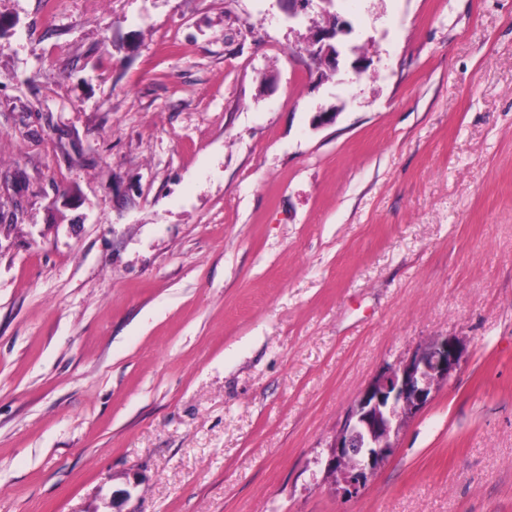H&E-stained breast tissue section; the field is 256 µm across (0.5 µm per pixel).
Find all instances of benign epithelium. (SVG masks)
I'll return each mask as SVG.
<instances>
[{"instance_id": "7a95c632", "label": "benign epithelium", "mask_w": 512, "mask_h": 512, "mask_svg": "<svg viewBox=\"0 0 512 512\" xmlns=\"http://www.w3.org/2000/svg\"><path fill=\"white\" fill-rule=\"evenodd\" d=\"M348 34L336 19L330 28H309L305 50L332 69L340 51L330 40ZM463 344L456 336L434 337L409 357L387 366L357 394L336 434L324 448V474L334 492L353 497L392 456L400 434L448 384L459 366Z\"/></svg>"}]
</instances>
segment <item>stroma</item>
Returning <instances> with one entry per match:
<instances>
[{
  "label": "stroma",
  "mask_w": 512,
  "mask_h": 512,
  "mask_svg": "<svg viewBox=\"0 0 512 512\" xmlns=\"http://www.w3.org/2000/svg\"><path fill=\"white\" fill-rule=\"evenodd\" d=\"M43 5L0 0V512H512V0ZM441 335L336 495L355 396ZM347 34L348 26L346 22L342 21L339 17L336 18L333 26L330 28L310 27L305 50L310 56L313 48H315L314 55L310 56L311 59L319 65H326L329 68L337 70L339 66L340 51L334 44H331L329 40L337 37L338 35ZM456 336H437L388 365L357 394L324 448L325 481L335 493L357 496L392 456L408 423L453 376L463 355Z\"/></svg>",
  "instance_id": "1"
}]
</instances>
